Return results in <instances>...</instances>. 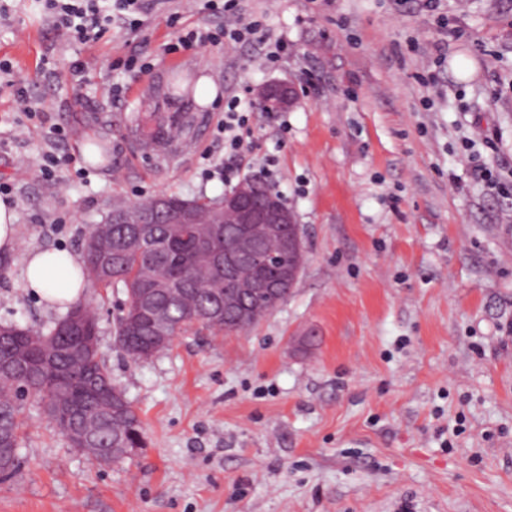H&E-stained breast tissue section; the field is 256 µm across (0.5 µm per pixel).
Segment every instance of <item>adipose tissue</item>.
Masks as SVG:
<instances>
[{
    "mask_svg": "<svg viewBox=\"0 0 512 512\" xmlns=\"http://www.w3.org/2000/svg\"><path fill=\"white\" fill-rule=\"evenodd\" d=\"M82 257L63 250L34 249L24 261L23 287L45 304L61 310L81 299L86 283Z\"/></svg>",
    "mask_w": 512,
    "mask_h": 512,
    "instance_id": "adipose-tissue-1",
    "label": "adipose tissue"
}]
</instances>
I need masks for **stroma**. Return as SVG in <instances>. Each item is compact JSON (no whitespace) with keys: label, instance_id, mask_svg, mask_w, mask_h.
Instances as JSON below:
<instances>
[{"label":"stroma","instance_id":"1","mask_svg":"<svg viewBox=\"0 0 512 512\" xmlns=\"http://www.w3.org/2000/svg\"><path fill=\"white\" fill-rule=\"evenodd\" d=\"M241 2L287 55L259 59L252 41L169 50L175 31L223 29L206 0H144L138 36L115 27L84 45L42 0H9L0 19V59L30 106L0 91V185L19 230L0 254V324L63 318L24 290L23 257L82 253L116 202L215 199L258 175L307 250L256 327L195 328L142 362L115 343L123 288L87 286L147 446L97 464L28 400L0 512H512V0ZM132 57L149 70H121ZM175 78L217 96L159 101L193 128L144 152L137 89ZM272 81L293 85L292 107L261 111L253 90ZM232 95L250 107L231 159ZM89 142L105 147L98 164ZM241 100L237 97L228 98L224 110V155L229 158L241 153L242 139L239 130L245 123V116L238 111Z\"/></svg>","mask_w":512,"mask_h":512}]
</instances>
